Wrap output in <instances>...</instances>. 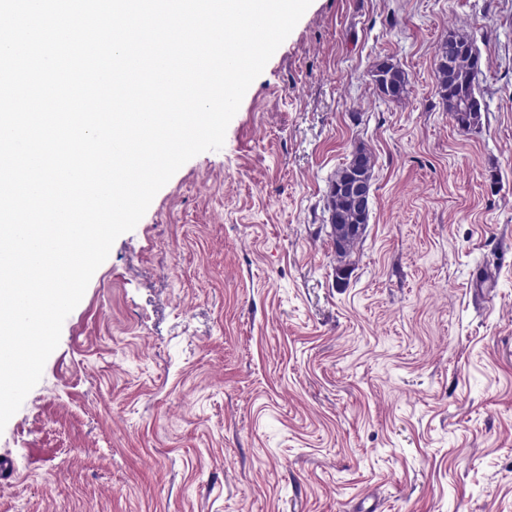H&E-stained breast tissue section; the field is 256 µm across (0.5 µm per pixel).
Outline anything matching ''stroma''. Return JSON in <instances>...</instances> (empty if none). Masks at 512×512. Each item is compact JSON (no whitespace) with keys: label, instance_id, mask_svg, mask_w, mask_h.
Returning a JSON list of instances; mask_svg holds the SVG:
<instances>
[{"label":"stroma","instance_id":"35a3bbf8","mask_svg":"<svg viewBox=\"0 0 512 512\" xmlns=\"http://www.w3.org/2000/svg\"><path fill=\"white\" fill-rule=\"evenodd\" d=\"M452 32L482 59L466 133ZM361 148L342 264L327 190ZM3 457L0 512H512V0H312L116 239ZM437 84L436 89L445 111L459 131L467 132L481 124L482 113L486 111L485 104L476 96V77L470 65L459 59L458 40L448 37L441 44L437 54ZM448 65L450 75L448 83ZM470 101L469 112L460 115L458 107L461 102ZM473 116V117H472ZM474 120L471 124L470 119ZM471 125V126H470ZM377 76L382 77L383 83L390 84L393 87L392 95L398 100L404 98L408 93V81L404 71L399 65H394L385 61L377 69Z\"/></svg>","mask_w":512,"mask_h":512}]
</instances>
